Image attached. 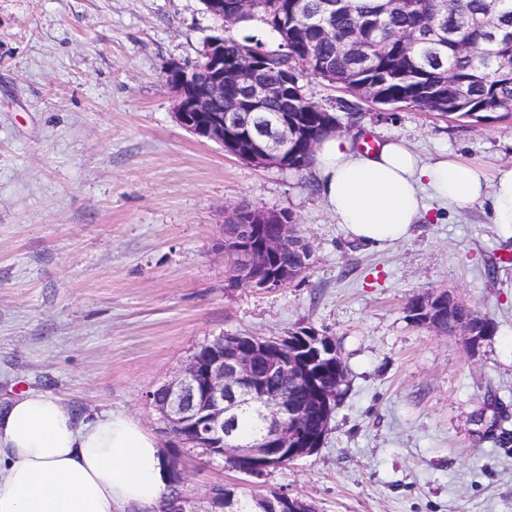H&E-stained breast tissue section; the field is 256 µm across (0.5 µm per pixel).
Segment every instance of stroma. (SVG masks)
Here are the masks:
<instances>
[{"instance_id": "obj_1", "label": "stroma", "mask_w": 512, "mask_h": 512, "mask_svg": "<svg viewBox=\"0 0 512 512\" xmlns=\"http://www.w3.org/2000/svg\"><path fill=\"white\" fill-rule=\"evenodd\" d=\"M201 0H0V406L33 390L80 413L113 411L176 462L186 497L280 490L316 512H512V238L489 202H430L410 238L348 239L311 171L262 168L175 120L164 72L193 64ZM305 91L341 129L404 139L494 171L512 118L476 122L359 103L313 75ZM292 213L309 269L279 288L228 282L224 219ZM449 290L486 316L478 351L412 322L409 299ZM309 326L347 368L323 445L262 478L173 442L147 400L193 351L226 335Z\"/></svg>"}]
</instances>
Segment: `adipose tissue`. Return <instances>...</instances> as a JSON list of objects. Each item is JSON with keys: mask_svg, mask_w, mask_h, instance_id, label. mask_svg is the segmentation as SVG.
Segmentation results:
<instances>
[{"mask_svg": "<svg viewBox=\"0 0 512 512\" xmlns=\"http://www.w3.org/2000/svg\"><path fill=\"white\" fill-rule=\"evenodd\" d=\"M313 167L338 224L366 246L406 238L430 199L459 212L489 201L494 223L512 227V163L490 175L445 156L422 161L400 140L364 153L332 133ZM168 478L154 439L123 415L80 414L35 391L0 408V512H153Z\"/></svg>", "mask_w": 512, "mask_h": 512, "instance_id": "1", "label": "adipose tissue"}]
</instances>
